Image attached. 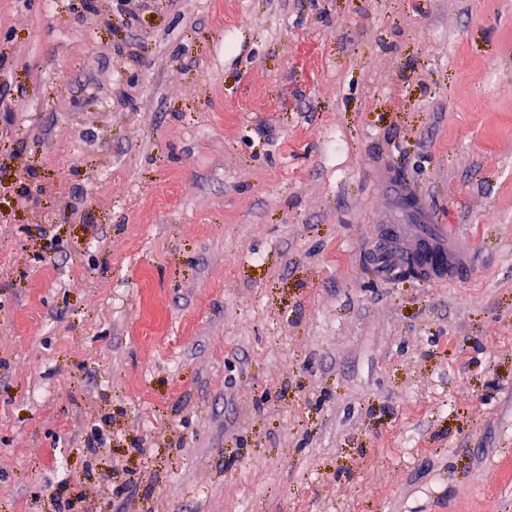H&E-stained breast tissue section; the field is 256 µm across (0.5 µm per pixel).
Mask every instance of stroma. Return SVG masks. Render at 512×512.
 I'll return each instance as SVG.
<instances>
[{
  "label": "stroma",
  "instance_id": "1",
  "mask_svg": "<svg viewBox=\"0 0 512 512\" xmlns=\"http://www.w3.org/2000/svg\"><path fill=\"white\" fill-rule=\"evenodd\" d=\"M116 2L0 0V512H512V0ZM414 234L411 235L415 242L413 251L426 247L432 255L443 256L444 263H437L430 268V274L436 278L457 279L467 274L470 270L468 259L459 256L455 250L448 249L450 232L445 224H420Z\"/></svg>",
  "mask_w": 512,
  "mask_h": 512
}]
</instances>
